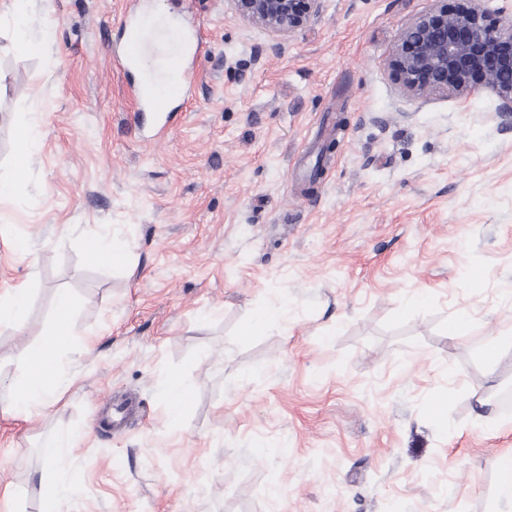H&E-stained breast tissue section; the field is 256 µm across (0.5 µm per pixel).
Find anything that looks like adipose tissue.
<instances>
[{
	"label": "adipose tissue",
	"instance_id": "1",
	"mask_svg": "<svg viewBox=\"0 0 512 512\" xmlns=\"http://www.w3.org/2000/svg\"><path fill=\"white\" fill-rule=\"evenodd\" d=\"M40 130L36 126H21L17 132L13 177L0 179V198L10 195L15 179L21 178L34 163ZM56 321L47 329L39 348L27 354L24 372L11 379L0 377V388L7 390L9 408L35 416L60 401L72 382L63 376L60 355L70 345V316L74 299L66 292L55 299ZM76 444L74 435H55L44 444L41 456L44 462L39 472L36 491L41 499V512H68L70 489L66 464Z\"/></svg>",
	"mask_w": 512,
	"mask_h": 512
}]
</instances>
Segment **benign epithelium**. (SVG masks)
<instances>
[{
    "label": "benign epithelium",
    "instance_id": "obj_1",
    "mask_svg": "<svg viewBox=\"0 0 512 512\" xmlns=\"http://www.w3.org/2000/svg\"><path fill=\"white\" fill-rule=\"evenodd\" d=\"M242 19L282 41L310 24L324 0H231ZM396 67L406 91L414 96L463 95L475 78L497 93L501 126L512 128V19L491 26L478 0H463L453 11H429L416 17L400 35Z\"/></svg>",
    "mask_w": 512,
    "mask_h": 512
}]
</instances>
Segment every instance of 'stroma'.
<instances>
[{"mask_svg":"<svg viewBox=\"0 0 512 512\" xmlns=\"http://www.w3.org/2000/svg\"><path fill=\"white\" fill-rule=\"evenodd\" d=\"M125 3L32 0L47 48L28 56L0 0V175L17 125L41 131L0 199V293L29 290L0 373L21 374L58 292L75 300L72 387L34 420L0 412V512H38L60 432L70 512H512V345L477 356L512 331V130L493 91L413 97L389 66L410 22L459 0H325L278 53L231 0H150L199 19L208 50L151 145L113 54ZM109 236L130 266L88 261ZM125 397L121 429L94 426ZM164 392L172 401L169 407V422L177 428L181 422L183 408L191 398V388L181 377L171 375L164 384ZM175 396L179 397L177 404L173 403Z\"/></svg>","mask_w":512,"mask_h":512,"instance_id":"1","label":"stroma"}]
</instances>
